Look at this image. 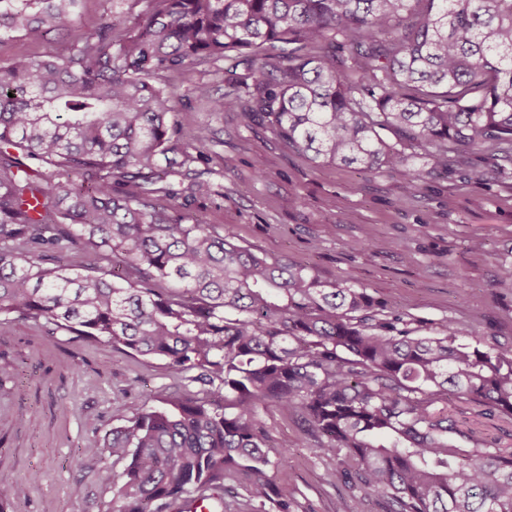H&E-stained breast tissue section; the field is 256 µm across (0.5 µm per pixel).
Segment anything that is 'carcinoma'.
I'll list each match as a JSON object with an SVG mask.
<instances>
[{
	"label": "carcinoma",
	"mask_w": 512,
	"mask_h": 512,
	"mask_svg": "<svg viewBox=\"0 0 512 512\" xmlns=\"http://www.w3.org/2000/svg\"><path fill=\"white\" fill-rule=\"evenodd\" d=\"M79 2L0 0V39L67 30ZM230 56L239 92L211 111L321 163L417 184L463 148L512 153V0H112L66 54L0 66V327L42 319L204 386L112 428L114 512H224L239 488L246 512H293L256 421L269 401L387 512H512V448H462L448 419L450 396L512 418L511 343L398 330L366 289L189 222L224 186L191 168L207 130L176 122L161 74ZM74 250L110 269L74 271Z\"/></svg>",
	"instance_id": "1"
}]
</instances>
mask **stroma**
<instances>
[{
	"mask_svg": "<svg viewBox=\"0 0 512 512\" xmlns=\"http://www.w3.org/2000/svg\"><path fill=\"white\" fill-rule=\"evenodd\" d=\"M111 7L81 0L70 30L0 41V65L66 53ZM233 65L227 59L215 71L167 77L179 99L176 121L210 129V165L224 173L223 198L196 200L190 215L321 280L366 289L397 328L430 336L451 320L485 340L512 342V288L497 285L512 265L511 163L499 171L474 153L468 165L417 185L317 164L265 127L244 126L237 113L208 111L197 87L229 91L224 72ZM198 389L162 361L52 333L41 321H13L0 331V512H113L121 467L104 447L111 428L168 393ZM448 412L471 444L512 446V419L454 397ZM256 419L272 452L283 455L271 474L292 490L295 512H387L378 495L331 480L336 455L300 412L271 401ZM94 444L99 452L89 453ZM20 482L29 485L23 497L15 493Z\"/></svg>",
	"mask_w": 512,
	"mask_h": 512,
	"instance_id": "stroma-1",
	"label": "stroma"
}]
</instances>
